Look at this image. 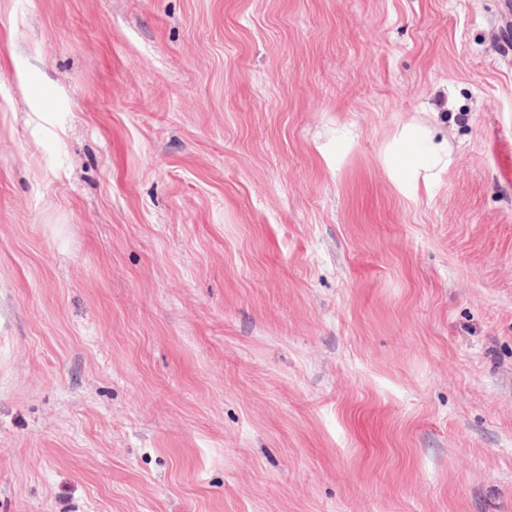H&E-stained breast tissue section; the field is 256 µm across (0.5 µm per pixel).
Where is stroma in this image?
Returning a JSON list of instances; mask_svg holds the SVG:
<instances>
[{
  "mask_svg": "<svg viewBox=\"0 0 512 512\" xmlns=\"http://www.w3.org/2000/svg\"><path fill=\"white\" fill-rule=\"evenodd\" d=\"M502 4L0 0V512H512ZM437 146L432 142L429 133L410 139L403 145L399 162L406 166H415L418 157L426 151H433Z\"/></svg>",
  "mask_w": 512,
  "mask_h": 512,
  "instance_id": "obj_1",
  "label": "stroma"
}]
</instances>
